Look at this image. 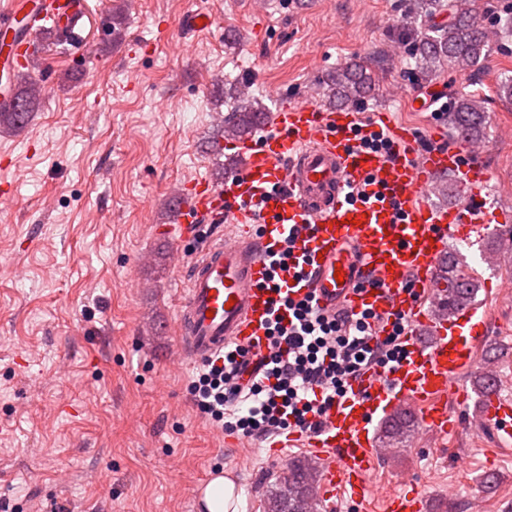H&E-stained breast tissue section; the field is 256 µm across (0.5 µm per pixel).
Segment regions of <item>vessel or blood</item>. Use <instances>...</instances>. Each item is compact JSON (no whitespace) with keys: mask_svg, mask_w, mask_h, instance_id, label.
Here are the masks:
<instances>
[{"mask_svg":"<svg viewBox=\"0 0 512 512\" xmlns=\"http://www.w3.org/2000/svg\"><path fill=\"white\" fill-rule=\"evenodd\" d=\"M29 27L21 40L0 47L16 71L38 56L40 32H66L83 39V13L68 0H8L0 7V30L12 29L19 15ZM388 129L393 156L362 146V136ZM245 160L222 184L197 178L176 197L178 239L195 236L200 225L234 226L233 234L210 241L188 269L186 300L176 333L179 352L203 363L236 345L248 349L244 378L260 372L266 355L265 328L274 319L276 295L268 286V249L287 235L297 237L294 258L279 273L290 298L315 297L326 311L370 310L376 332L385 336L397 318L408 324L402 362L390 372L364 370L347 397L336 400L315 432L291 431L288 441L323 461L321 497L342 493L365 497L378 449L369 428L373 419L406 405L418 412L422 439L457 431L448 409L463 375L474 370L475 354L486 340L487 318L478 308L436 318L425 311V291H439L438 261L449 237H469L490 220L482 195L489 176L471 163L472 143L421 152L406 125L384 122L360 126L356 109L326 112L309 100L279 110L261 142L235 141ZM453 173L467 186L466 201L446 208L427 203L437 174ZM364 196H355V189ZM262 211H255V204ZM264 219L262 235L250 226ZM498 447L512 446V397L492 393L481 415ZM384 512H423L419 492L383 490Z\"/></svg>","mask_w":512,"mask_h":512,"instance_id":"obj_1","label":"vessel or blood"}]
</instances>
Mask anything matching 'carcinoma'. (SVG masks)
Wrapping results in <instances>:
<instances>
[{"label":"carcinoma","instance_id":"cac0c4a2","mask_svg":"<svg viewBox=\"0 0 512 512\" xmlns=\"http://www.w3.org/2000/svg\"><path fill=\"white\" fill-rule=\"evenodd\" d=\"M414 26L403 31L412 45L416 70L423 78L441 71H465L479 66L486 58L489 43L484 27L463 7L461 0H410ZM448 13V20L435 17ZM329 102H357L375 94V80L363 65L352 62L330 71L324 80ZM42 95L41 84L24 80L23 90L13 103H0V124L16 131L33 112ZM224 102L230 112L224 117L219 139L235 140L251 134L266 118L268 106L262 99L245 93L239 81L224 83ZM448 125L457 138L476 141L486 131L484 99L476 92H462L453 97L448 107ZM439 278L443 288L435 297L440 313L453 315L474 302L477 282L460 267L456 253L440 260ZM415 415L408 409H397L387 418L382 443L390 445L407 440L415 430ZM318 499L317 466L312 462H293L288 475L267 496V512H302L307 500Z\"/></svg>","mask_w":512,"mask_h":512}]
</instances>
